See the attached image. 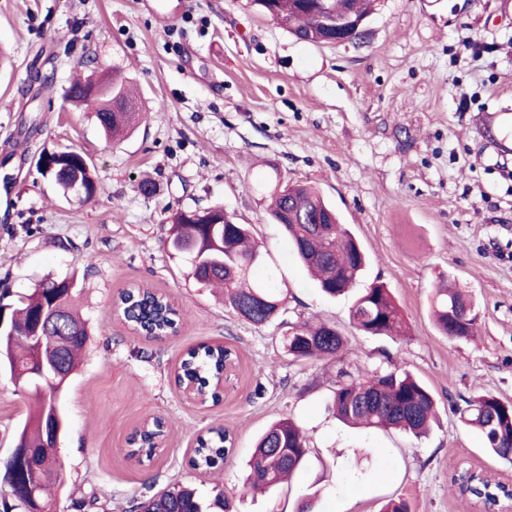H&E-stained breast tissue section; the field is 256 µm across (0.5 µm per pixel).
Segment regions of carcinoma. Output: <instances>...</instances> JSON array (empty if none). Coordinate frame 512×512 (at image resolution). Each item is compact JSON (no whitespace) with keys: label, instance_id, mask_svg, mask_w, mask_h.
<instances>
[{"label":"carcinoma","instance_id":"cac0c4a2","mask_svg":"<svg viewBox=\"0 0 512 512\" xmlns=\"http://www.w3.org/2000/svg\"><path fill=\"white\" fill-rule=\"evenodd\" d=\"M261 12L288 27L305 42L319 43L332 36L329 19L349 11L359 18L372 12L375 0H253ZM73 102H95V117L102 131L114 138L129 132L140 119V107L132 90L118 74L91 71L65 90ZM66 197L95 191L88 162L72 151L60 152L56 167L49 173ZM272 203L268 216L282 227L302 264L313 274L320 290L329 297L344 294L352 287L366 264V256L347 225L315 188L302 184L271 185ZM325 223L314 224L312 219ZM168 241L176 253L194 255L191 275L204 286L224 288V304L234 314L253 325L262 326L280 312L282 293L274 288L271 274L258 275L261 253L251 242L248 224H238L222 207L180 210L169 218ZM74 278L47 277L33 291L12 303V318L18 335L0 341V357L11 361L10 378L31 397V410L17 437L28 448L44 446V427L58 409L53 398L56 388L41 390L25 370L34 356V347L22 330L30 328L37 312L58 302L61 320L53 326L52 344L64 351L63 367L71 375L78 352L87 340L85 321L74 307ZM119 308L124 319L155 338L176 331L180 314L170 303L147 289L134 288L120 294ZM431 312L437 330L450 339L474 336L477 314L472 301L461 292L440 283L432 294ZM350 325L364 336L408 335V323L390 289L374 282L359 295L349 314ZM283 352L294 360L334 358L339 363L332 382L330 400L336 418L349 425L368 429H398L416 437L426 435L436 421V398L431 390L402 362L387 357V365L366 372L343 361L344 336L333 326H312L300 320L288 325L281 339ZM230 348L202 344L191 349L180 364V374L198 388L219 397L217 383ZM460 422L474 429L489 452L512 464V403L493 394L477 395L456 407ZM157 428L132 439L134 451L148 458ZM226 430H210L197 439L190 457L195 470H211L228 456ZM308 442L294 421L283 416L272 422L258 437L248 462L247 482L264 490L275 489L307 462ZM35 464L43 470L39 491L49 498V489L64 483L63 465L56 456L39 455ZM133 512H204L194 490L174 486L141 500Z\"/></svg>","mask_w":512,"mask_h":512}]
</instances>
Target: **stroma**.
I'll list each match as a JSON object with an SVG mask.
<instances>
[{
	"label": "stroma",
	"instance_id": "35a3bbf8",
	"mask_svg": "<svg viewBox=\"0 0 512 512\" xmlns=\"http://www.w3.org/2000/svg\"><path fill=\"white\" fill-rule=\"evenodd\" d=\"M156 2L0 0V294L11 301L45 276H76L88 327L57 395L56 512H130L147 492L181 484L206 504L229 494L232 512H269L274 498L290 508L307 494L315 512H380L396 496L415 512H478L453 483L458 465L512 481V465L455 411L483 393L512 402V155H496L506 132L492 118L512 109V0H377L363 39L341 44L298 40L252 0H169L163 11ZM89 59L140 92L146 117L125 140L105 139L92 108L64 98ZM44 149L92 163L90 201L65 199L37 171ZM275 171L317 188L368 254L345 295L324 296L267 221ZM145 177L156 183L149 197L137 189ZM214 205L250 225L265 270L288 291L266 325L238 319L168 244L173 213ZM443 279L471 295L475 339L436 331L430 302ZM375 281L392 291L408 336L351 327L355 298ZM134 285L180 310L175 334L157 340L124 322L115 301ZM300 319L334 325L360 368L401 359L434 394L438 426L417 439L338 422L335 361H294L279 346ZM203 343L232 345L238 357L215 404L174 382ZM29 409L0 374V458ZM155 415L165 444L141 467L128 439ZM285 415L309 437L306 466L279 490L238 493L255 439ZM221 428L235 439L229 457L192 469L198 435Z\"/></svg>",
	"mask_w": 512,
	"mask_h": 512
}]
</instances>
